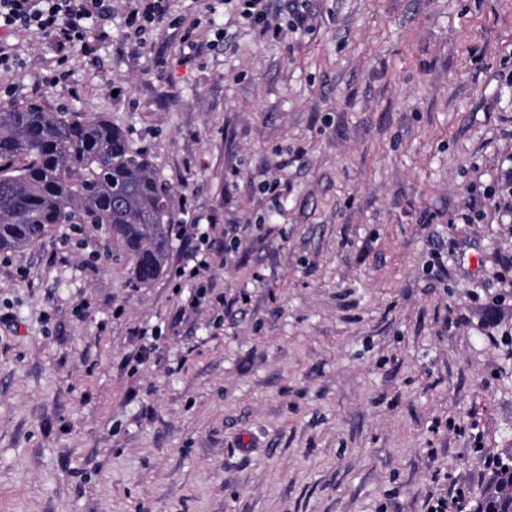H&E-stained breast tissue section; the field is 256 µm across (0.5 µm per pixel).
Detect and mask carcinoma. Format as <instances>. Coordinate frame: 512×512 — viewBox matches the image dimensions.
<instances>
[{"label": "carcinoma", "mask_w": 512, "mask_h": 512, "mask_svg": "<svg viewBox=\"0 0 512 512\" xmlns=\"http://www.w3.org/2000/svg\"><path fill=\"white\" fill-rule=\"evenodd\" d=\"M59 224H92L119 241L135 287L165 269L173 200L149 156L95 112L0 101V252L24 250ZM469 512H512V448L496 455Z\"/></svg>", "instance_id": "obj_1"}]
</instances>
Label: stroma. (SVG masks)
<instances>
[{
    "instance_id": "stroma-1",
    "label": "stroma",
    "mask_w": 512,
    "mask_h": 512,
    "mask_svg": "<svg viewBox=\"0 0 512 512\" xmlns=\"http://www.w3.org/2000/svg\"><path fill=\"white\" fill-rule=\"evenodd\" d=\"M268 4L8 37L0 101L103 113L217 247L195 310L175 240L144 288L89 224L0 254V512H424L512 448V0ZM143 11L133 10L125 22L124 38L133 53L144 48L142 34L149 25L160 24L168 17V0H148ZM237 12L239 19L252 27H260L264 34L278 39L282 35V27L270 16L268 1L238 0Z\"/></svg>"
}]
</instances>
